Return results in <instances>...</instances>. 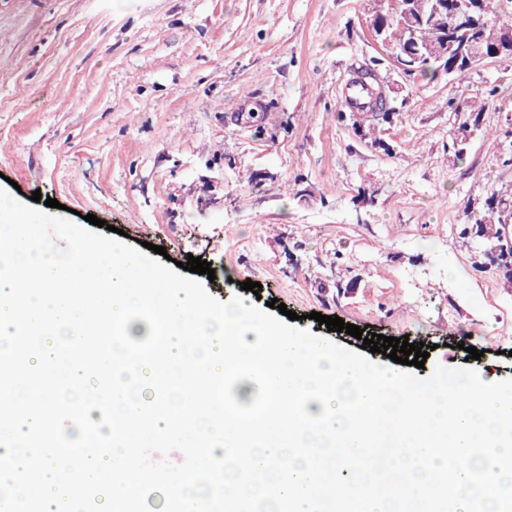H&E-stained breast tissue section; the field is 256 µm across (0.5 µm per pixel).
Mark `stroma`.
<instances>
[{
  "label": "stroma",
  "instance_id": "35a3bbf8",
  "mask_svg": "<svg viewBox=\"0 0 512 512\" xmlns=\"http://www.w3.org/2000/svg\"><path fill=\"white\" fill-rule=\"evenodd\" d=\"M387 0H0V188L57 199L207 260L217 299L261 283L297 328L358 352L311 312L431 345L512 379V281L477 265L463 212L512 184V58L407 74L370 25ZM372 68L392 123L359 133L344 83ZM474 128L456 157L453 122ZM481 351L468 359L467 347Z\"/></svg>",
  "mask_w": 512,
  "mask_h": 512
}]
</instances>
